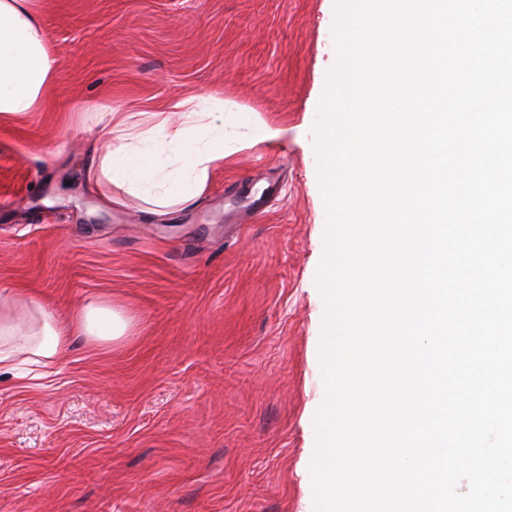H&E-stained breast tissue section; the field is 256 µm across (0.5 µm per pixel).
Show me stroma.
Segmentation results:
<instances>
[{"label":"stroma","mask_w":512,"mask_h":512,"mask_svg":"<svg viewBox=\"0 0 512 512\" xmlns=\"http://www.w3.org/2000/svg\"><path fill=\"white\" fill-rule=\"evenodd\" d=\"M59 70L0 120V290L130 323L39 381L0 379V512H314L327 211L312 116L336 0H33ZM202 91L279 130L194 205L108 204L103 107L142 124ZM274 185L264 215L250 195Z\"/></svg>","instance_id":"stroma-1"}]
</instances>
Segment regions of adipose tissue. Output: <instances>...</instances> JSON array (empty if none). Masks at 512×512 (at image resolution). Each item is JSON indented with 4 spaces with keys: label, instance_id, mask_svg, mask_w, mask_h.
Instances as JSON below:
<instances>
[{
    "label": "adipose tissue",
    "instance_id": "1",
    "mask_svg": "<svg viewBox=\"0 0 512 512\" xmlns=\"http://www.w3.org/2000/svg\"><path fill=\"white\" fill-rule=\"evenodd\" d=\"M31 3L0 0L1 117L34 111L58 69ZM172 108L177 125L163 120L142 130L126 113L102 112L106 145L88 168L89 180L116 186L163 215L193 204L233 148L278 136L270 127L241 121L210 95L184 96ZM128 332V321L108 303L79 306L61 321L38 303L0 295V374L43 378L75 338L109 344Z\"/></svg>",
    "mask_w": 512,
    "mask_h": 512
}]
</instances>
